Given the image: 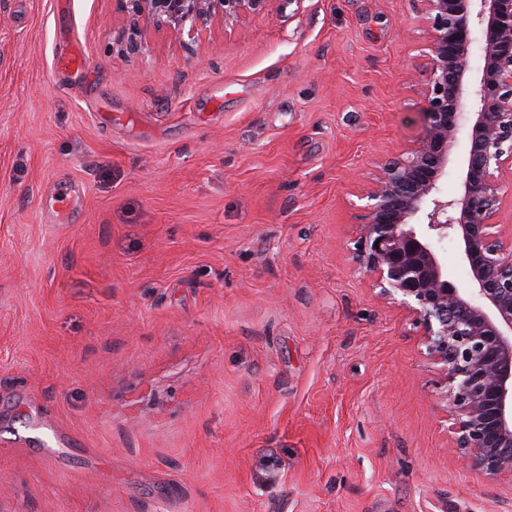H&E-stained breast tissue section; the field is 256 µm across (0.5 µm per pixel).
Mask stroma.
Here are the masks:
<instances>
[{
  "label": "stroma",
  "mask_w": 512,
  "mask_h": 512,
  "mask_svg": "<svg viewBox=\"0 0 512 512\" xmlns=\"http://www.w3.org/2000/svg\"><path fill=\"white\" fill-rule=\"evenodd\" d=\"M0 17V512H512L353 259L358 194L423 134L409 0L142 54L113 0Z\"/></svg>",
  "instance_id": "1"
}]
</instances>
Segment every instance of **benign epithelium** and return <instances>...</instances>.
Segmentation results:
<instances>
[{
    "instance_id": "obj_1",
    "label": "benign epithelium",
    "mask_w": 512,
    "mask_h": 512,
    "mask_svg": "<svg viewBox=\"0 0 512 512\" xmlns=\"http://www.w3.org/2000/svg\"><path fill=\"white\" fill-rule=\"evenodd\" d=\"M272 0H117L129 27L117 44L138 52L140 23L188 46L196 27L234 23ZM425 24L424 135L371 178L356 258L379 295L397 300L441 365L457 447L486 474H512V233L496 221L512 174V0H415ZM483 65H469L474 33ZM465 139L461 184L441 194L454 146ZM452 238L467 283L448 280L435 243Z\"/></svg>"
}]
</instances>
